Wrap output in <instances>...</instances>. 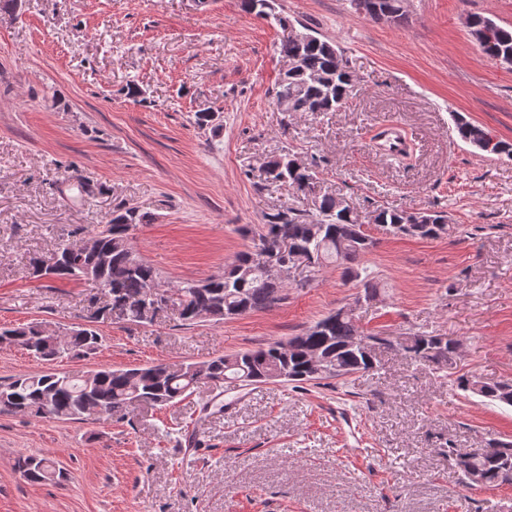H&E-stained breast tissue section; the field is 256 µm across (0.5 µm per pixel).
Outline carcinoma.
<instances>
[{
  "mask_svg": "<svg viewBox=\"0 0 512 512\" xmlns=\"http://www.w3.org/2000/svg\"><path fill=\"white\" fill-rule=\"evenodd\" d=\"M280 57L301 58V65L287 71L274 91L277 106L292 112H335L348 100L356 76L341 49L304 28V37L289 36L279 48ZM484 54L500 62L512 60V28L498 27L494 50ZM460 138L468 143L481 139L486 131L463 116L454 115ZM266 182L290 184L299 190L313 184L311 170H299L285 154L267 162ZM426 224H410L402 209L378 208L373 222L384 235L437 239L452 235L456 227L441 212H425ZM151 218L129 208H119L108 223L94 232L98 260L93 262L91 279L111 289L112 300L126 309V319L142 323L139 302L151 288L165 289L161 274L142 260L133 245V231ZM251 245L239 253L224 272L205 281L177 285L179 318L185 325L205 319L222 320L248 312L265 310L282 300L284 277L267 269L264 253L288 244L316 267H344L352 279L363 283L364 297L377 296V283L362 263L379 239L363 230L357 218L336 207V197L324 195L316 202L315 213L305 215L286 208L266 216V223L247 230ZM55 262L43 266V258L29 259L34 274L47 279H86L83 266L90 261L81 246L61 240L54 252ZM364 333L351 311L338 308L316 321L305 333L288 341H274L255 350L220 355L202 363L144 365L132 368H102L90 382L65 373L23 374L0 381V414L22 413L35 419L88 421L102 417L123 418L129 407L146 403L163 408L192 392L201 379L222 383L228 379L243 385L271 383L282 374L298 388L315 380L340 379L368 372L377 365V354L369 356L359 348ZM410 360L428 364L439 371L457 365L460 341L448 336L412 330L405 333ZM101 336L91 327L57 343L34 326L0 328V344H18L33 357L50 361L64 354L78 356L97 348ZM317 354L325 370L308 367V356ZM457 387L492 402L512 407V380L486 382L474 376L456 377ZM23 475L33 481L63 478V472L46 455L22 456L17 462ZM470 466L485 478V486L512 485V442L489 439L476 449Z\"/></svg>",
  "mask_w": 512,
  "mask_h": 512,
  "instance_id": "cac0c4a2",
  "label": "carcinoma"
}]
</instances>
